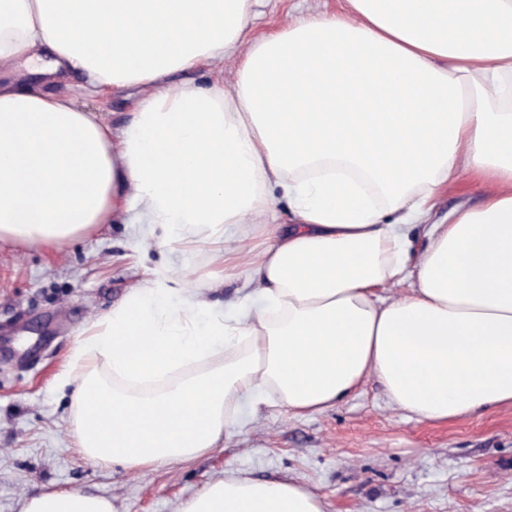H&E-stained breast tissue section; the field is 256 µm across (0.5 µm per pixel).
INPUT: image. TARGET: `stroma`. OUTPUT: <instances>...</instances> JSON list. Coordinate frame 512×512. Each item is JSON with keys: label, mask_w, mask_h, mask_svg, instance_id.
<instances>
[{"label": "stroma", "mask_w": 512, "mask_h": 512, "mask_svg": "<svg viewBox=\"0 0 512 512\" xmlns=\"http://www.w3.org/2000/svg\"><path fill=\"white\" fill-rule=\"evenodd\" d=\"M81 81H69L76 103L109 123L126 119L140 97L92 98ZM484 195L483 184L460 176L433 218ZM170 262L131 224H102L63 246L0 242V512H20L25 496L49 488L106 497L113 512H175L229 468L298 480L325 512H512V406L419 421L372 379L307 416L242 407L223 445L188 462L135 474L82 459L57 377L83 328Z\"/></svg>", "instance_id": "stroma-1"}]
</instances>
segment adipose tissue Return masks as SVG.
Returning <instances> with one entry per match:
<instances>
[{
    "label": "adipose tissue",
    "mask_w": 512,
    "mask_h": 512,
    "mask_svg": "<svg viewBox=\"0 0 512 512\" xmlns=\"http://www.w3.org/2000/svg\"><path fill=\"white\" fill-rule=\"evenodd\" d=\"M263 3L0 0V71L29 73L0 81V240L60 245L131 219L170 252L204 243L247 268L232 318L205 299L224 276L169 266L83 331L59 383L94 465L186 462L242 405L307 415L371 379L419 421L512 406V0H345L255 38ZM227 60L232 85L170 79ZM76 71L88 96L146 94L109 125L48 92ZM463 173L482 203L429 223ZM243 224L268 242L234 245ZM21 512L112 503L51 489ZM177 512L324 508L228 469Z\"/></svg>",
    "instance_id": "adipose-tissue-1"
}]
</instances>
